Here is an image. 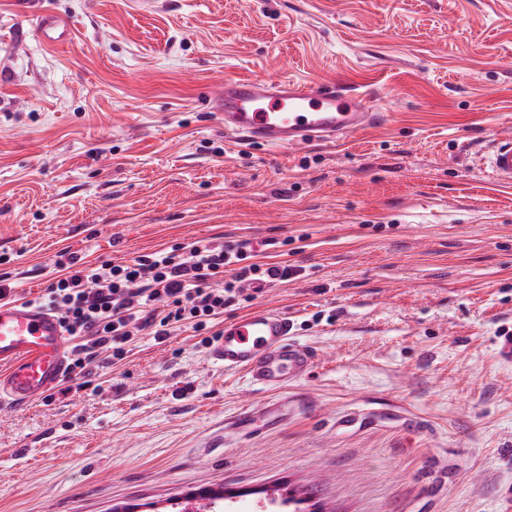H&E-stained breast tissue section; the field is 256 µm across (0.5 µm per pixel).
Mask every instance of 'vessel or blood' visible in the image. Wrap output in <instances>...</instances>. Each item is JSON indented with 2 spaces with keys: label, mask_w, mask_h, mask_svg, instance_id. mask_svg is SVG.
I'll list each match as a JSON object with an SVG mask.
<instances>
[{
  "label": "vessel or blood",
  "mask_w": 512,
  "mask_h": 512,
  "mask_svg": "<svg viewBox=\"0 0 512 512\" xmlns=\"http://www.w3.org/2000/svg\"><path fill=\"white\" fill-rule=\"evenodd\" d=\"M17 8L36 15L46 46L70 37L69 25L39 11L37 0H18ZM209 105L223 116L225 134L274 148L333 143L386 120L367 91L340 82L228 79L210 92ZM484 167L493 183L512 186V133L492 136ZM67 344L57 313L0 301V406L23 408L57 392L69 374ZM208 349L225 371L271 392L309 377L317 362L316 352L297 340L292 317L266 306L226 320Z\"/></svg>",
  "instance_id": "1"
}]
</instances>
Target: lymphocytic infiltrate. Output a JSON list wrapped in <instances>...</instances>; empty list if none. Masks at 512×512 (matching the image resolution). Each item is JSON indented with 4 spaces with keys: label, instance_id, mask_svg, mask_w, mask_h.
I'll list each match as a JSON object with an SVG mask.
<instances>
[{
    "label": "lymphocytic infiltrate",
    "instance_id": "lymphocytic-infiltrate-1",
    "mask_svg": "<svg viewBox=\"0 0 512 512\" xmlns=\"http://www.w3.org/2000/svg\"><path fill=\"white\" fill-rule=\"evenodd\" d=\"M61 268L36 303L59 313L77 337L72 365L80 369L104 355L122 360L141 336L162 340L185 325L206 330L225 306L296 273L289 264L255 261L251 242L233 239L93 266L72 256Z\"/></svg>",
    "mask_w": 512,
    "mask_h": 512
}]
</instances>
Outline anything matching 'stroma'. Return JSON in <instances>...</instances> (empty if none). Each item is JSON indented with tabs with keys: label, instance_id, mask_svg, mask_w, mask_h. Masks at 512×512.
Segmentation results:
<instances>
[{
	"label": "stroma",
	"instance_id": "35a3bbf8",
	"mask_svg": "<svg viewBox=\"0 0 512 512\" xmlns=\"http://www.w3.org/2000/svg\"><path fill=\"white\" fill-rule=\"evenodd\" d=\"M38 2L70 42L42 46L0 0L16 300L66 252L248 239L300 268L254 303L318 361L250 428L266 393L190 328L71 371L68 392L0 407V512H182L201 492L214 512H507L512 186L480 160L512 131V0ZM227 78L362 85L388 120L333 145L235 142L208 109Z\"/></svg>",
	"mask_w": 512,
	"mask_h": 512
}]
</instances>
